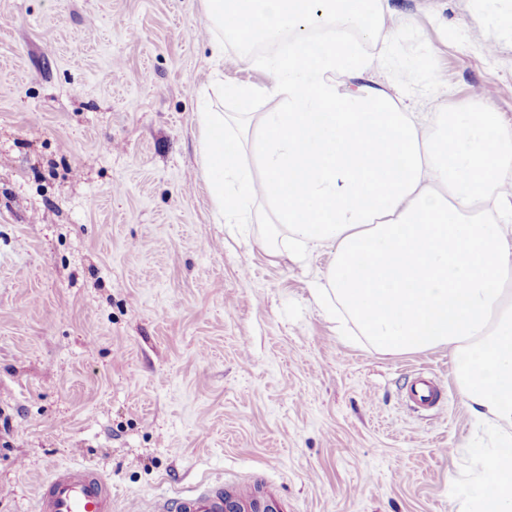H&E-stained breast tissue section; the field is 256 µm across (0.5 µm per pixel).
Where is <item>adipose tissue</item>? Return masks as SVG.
<instances>
[{
  "label": "adipose tissue",
  "mask_w": 512,
  "mask_h": 512,
  "mask_svg": "<svg viewBox=\"0 0 512 512\" xmlns=\"http://www.w3.org/2000/svg\"><path fill=\"white\" fill-rule=\"evenodd\" d=\"M217 31L288 48L264 85L234 84L250 148L201 112L200 160L217 220L246 224L271 209L270 238L293 260L334 259L313 290L342 335L390 354L448 348L456 384L480 428L461 512H512V126L471 104L428 117L368 74L393 54L388 0H206ZM375 54L339 39L341 17Z\"/></svg>",
  "instance_id": "1"
}]
</instances>
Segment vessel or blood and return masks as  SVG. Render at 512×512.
<instances>
[{"instance_id":"obj_1","label":"vessel or blood","mask_w":512,"mask_h":512,"mask_svg":"<svg viewBox=\"0 0 512 512\" xmlns=\"http://www.w3.org/2000/svg\"><path fill=\"white\" fill-rule=\"evenodd\" d=\"M409 399L422 407L442 404L443 394L433 379H418ZM36 512H113L112 485L104 474L73 465L54 469L36 490ZM150 512H279L276 501L254 484L237 483L231 491L203 488L167 499Z\"/></svg>"}]
</instances>
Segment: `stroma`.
Returning a JSON list of instances; mask_svg holds the SVG:
<instances>
[{
    "instance_id": "obj_1",
    "label": "stroma",
    "mask_w": 512,
    "mask_h": 512,
    "mask_svg": "<svg viewBox=\"0 0 512 512\" xmlns=\"http://www.w3.org/2000/svg\"><path fill=\"white\" fill-rule=\"evenodd\" d=\"M374 81L416 111L482 104L512 125V39L481 0H389ZM205 0H0V512L81 465L115 512L249 481L281 512H459L479 442L447 348L343 341L312 288L331 260L272 255L266 204L217 223L196 114L267 111ZM425 62L413 79L400 65ZM431 375L438 410L406 391Z\"/></svg>"
}]
</instances>
